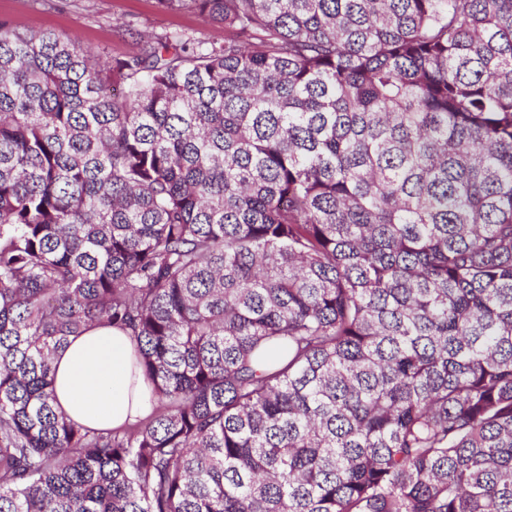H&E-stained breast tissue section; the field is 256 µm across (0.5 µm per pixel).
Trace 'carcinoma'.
Returning a JSON list of instances; mask_svg holds the SVG:
<instances>
[{
  "label": "carcinoma",
  "mask_w": 512,
  "mask_h": 512,
  "mask_svg": "<svg viewBox=\"0 0 512 512\" xmlns=\"http://www.w3.org/2000/svg\"><path fill=\"white\" fill-rule=\"evenodd\" d=\"M157 2L224 42L0 23V512H512V0ZM124 333L91 327L71 336L53 363L57 406L94 429H118L144 422L152 413L150 389Z\"/></svg>",
  "instance_id": "carcinoma-1"
}]
</instances>
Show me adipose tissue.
Here are the masks:
<instances>
[{
    "label": "adipose tissue",
    "mask_w": 512,
    "mask_h": 512,
    "mask_svg": "<svg viewBox=\"0 0 512 512\" xmlns=\"http://www.w3.org/2000/svg\"><path fill=\"white\" fill-rule=\"evenodd\" d=\"M134 352L129 336L111 328L92 327L70 337L53 363L58 407L94 429L144 422L153 406Z\"/></svg>",
    "instance_id": "ef3b65f1"
}]
</instances>
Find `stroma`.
I'll return each mask as SVG.
<instances>
[{"instance_id": "obj_1", "label": "stroma", "mask_w": 512, "mask_h": 512, "mask_svg": "<svg viewBox=\"0 0 512 512\" xmlns=\"http://www.w3.org/2000/svg\"><path fill=\"white\" fill-rule=\"evenodd\" d=\"M0 20L24 31L75 36L101 64L134 54L137 34H188L223 42L224 27L194 11H166L157 0H0Z\"/></svg>"}]
</instances>
